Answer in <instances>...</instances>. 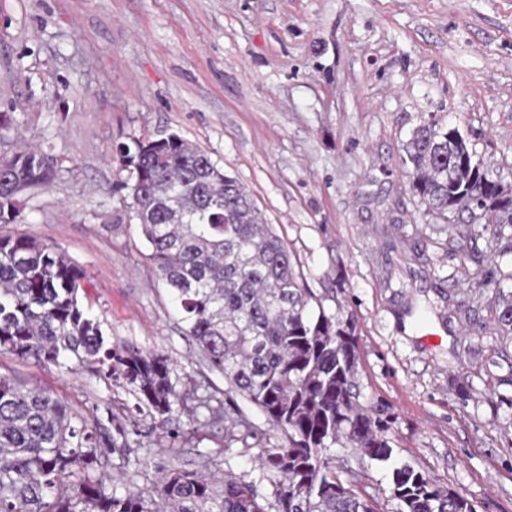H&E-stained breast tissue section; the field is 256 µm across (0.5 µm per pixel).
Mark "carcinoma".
Returning a JSON list of instances; mask_svg holds the SVG:
<instances>
[{"label":"carcinoma","instance_id":"1","mask_svg":"<svg viewBox=\"0 0 512 512\" xmlns=\"http://www.w3.org/2000/svg\"><path fill=\"white\" fill-rule=\"evenodd\" d=\"M115 158L133 168L132 219L148 259L177 305L183 333L224 376V402L234 425L252 430L236 398L259 409L285 443L263 448L271 496L231 472L222 477L174 468L120 492L104 470L124 426L75 414L52 392L0 373V512H386L353 472L341 478L327 451L346 440L363 457L384 462L393 449L388 422L357 402L358 347L352 319L314 317L310 289L296 260L251 193L199 145L176 133L120 143ZM404 164L424 213L444 222L449 240L428 238L461 255L485 237L497 257H512V198L506 184L474 159L457 128L430 119L416 128ZM54 156L39 147L0 154V224L19 221L24 194L50 185ZM85 275L56 245L31 236L0 235V356L59 367L74 362L128 387L138 411L167 421L180 402L170 358L132 344H114L83 308ZM495 316L484 334L512 333V293L494 272ZM440 282L448 311L463 304ZM393 512H477L473 501L404 464L393 471Z\"/></svg>","mask_w":512,"mask_h":512}]
</instances>
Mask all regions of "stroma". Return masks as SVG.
<instances>
[{
    "instance_id": "stroma-1",
    "label": "stroma",
    "mask_w": 512,
    "mask_h": 512,
    "mask_svg": "<svg viewBox=\"0 0 512 512\" xmlns=\"http://www.w3.org/2000/svg\"><path fill=\"white\" fill-rule=\"evenodd\" d=\"M0 112L59 163L18 223L87 274L81 299L115 342L167 355L182 414L155 422L127 387L85 370L0 356L12 373L75 411L109 406L134 422L105 469L144 484L171 468L262 480L255 457L282 435L250 409L256 437L212 422L199 402L224 378L184 336L112 160L117 143L177 132L251 193L288 244L313 309L352 317L359 401L389 421L387 462L336 445L337 466L386 498L394 465L425 470L478 512H512V334L484 336L491 291L476 273L489 244L454 275L472 321L428 310L431 265L387 250L382 225L445 239L403 165L412 131L437 117L512 183V0H0ZM427 313L424 343L415 323Z\"/></svg>"
}]
</instances>
